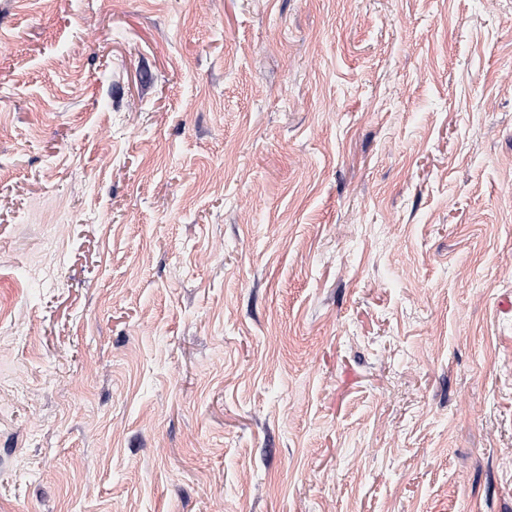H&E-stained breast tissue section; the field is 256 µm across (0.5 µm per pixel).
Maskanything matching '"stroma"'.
Returning <instances> with one entry per match:
<instances>
[{"label": "stroma", "instance_id": "1", "mask_svg": "<svg viewBox=\"0 0 512 512\" xmlns=\"http://www.w3.org/2000/svg\"><path fill=\"white\" fill-rule=\"evenodd\" d=\"M0 512H512V0H0Z\"/></svg>", "mask_w": 512, "mask_h": 512}]
</instances>
